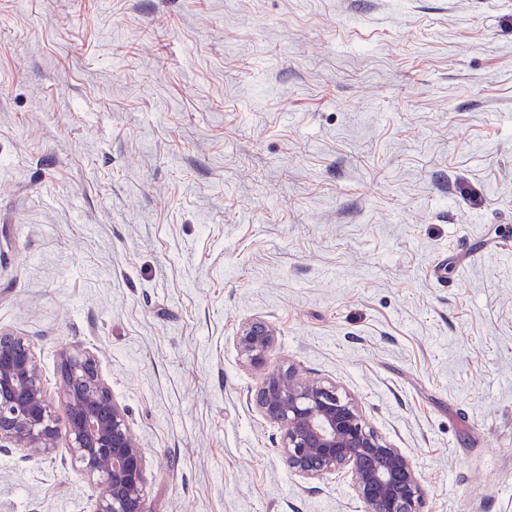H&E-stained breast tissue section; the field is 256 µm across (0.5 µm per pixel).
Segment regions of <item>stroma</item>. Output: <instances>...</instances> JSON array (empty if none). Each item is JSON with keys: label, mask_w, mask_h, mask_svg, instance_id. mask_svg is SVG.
<instances>
[{"label": "stroma", "mask_w": 512, "mask_h": 512, "mask_svg": "<svg viewBox=\"0 0 512 512\" xmlns=\"http://www.w3.org/2000/svg\"><path fill=\"white\" fill-rule=\"evenodd\" d=\"M256 319L428 512H512V0H0V329L53 397L95 357L150 512H362L250 404ZM98 492L0 450V512ZM276 331L272 325L260 320L244 323L236 336V344L248 366L263 369L275 343Z\"/></svg>", "instance_id": "stroma-1"}]
</instances>
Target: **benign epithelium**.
Segmentation results:
<instances>
[{"mask_svg":"<svg viewBox=\"0 0 512 512\" xmlns=\"http://www.w3.org/2000/svg\"><path fill=\"white\" fill-rule=\"evenodd\" d=\"M275 334L260 320L240 327L236 344L248 366L265 367ZM59 358L58 411L32 343L0 331V448L38 459L55 453L62 439L78 470L100 488L96 512H149L145 456L95 359L73 348ZM250 401L280 429L278 452L301 478L343 472L363 512H425L427 492L409 456L386 443L336 385L302 380L280 366L264 373Z\"/></svg>","mask_w":512,"mask_h":512,"instance_id":"1","label":"benign epithelium"}]
</instances>
